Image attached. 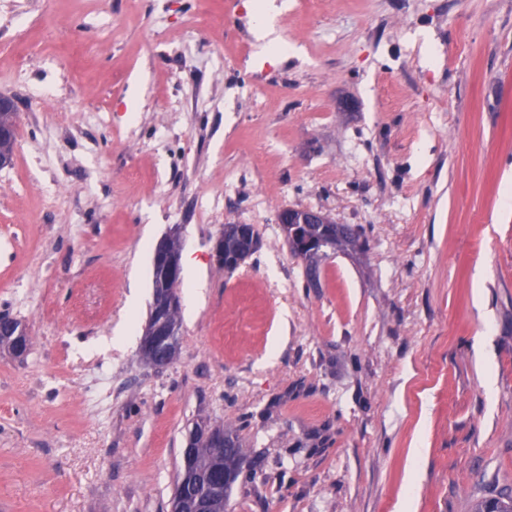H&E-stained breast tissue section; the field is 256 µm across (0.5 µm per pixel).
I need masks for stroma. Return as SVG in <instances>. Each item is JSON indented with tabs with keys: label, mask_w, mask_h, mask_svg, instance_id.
Instances as JSON below:
<instances>
[{
	"label": "stroma",
	"mask_w": 512,
	"mask_h": 512,
	"mask_svg": "<svg viewBox=\"0 0 512 512\" xmlns=\"http://www.w3.org/2000/svg\"><path fill=\"white\" fill-rule=\"evenodd\" d=\"M268 2L263 64L255 0H23L0 37V94L110 118L75 146L21 117L0 167V314L30 336L0 349V512H171L202 419L248 454L229 512L512 494V0ZM286 208L363 248L310 285ZM228 224L260 239L232 272ZM173 229L207 289L158 370ZM273 19L267 13L266 9H260L256 14V29L259 40L263 41V47L260 58L267 61L276 57L283 46L280 36L275 35L273 28ZM232 226H234V224L225 225L224 234H223L224 235V252H223L222 247H220V243H217V246L215 248V256L218 261V260L224 259V256L226 257V255H227L228 258H230L234 261L235 267L237 268L242 262H244L249 256H251L255 252L257 245H258V234H257L255 228L252 225H250L251 226L252 245L250 244L249 249L245 253L239 254L235 247H231V245L229 243V239H227L228 234L226 235V232ZM225 235H226V238H225ZM155 263L161 270V272L167 277L173 276L178 272L180 265V256L179 253L168 251L161 244H158L155 250ZM157 267L154 266L153 272V288H154V296H157L158 288H167V290L171 291L173 294L176 293L178 288V284L180 281V270L176 276L168 279L165 284H162L160 271ZM178 304V300L170 297L162 295L159 297V301L156 304V310L154 311V302L150 309L149 314V320L150 326L148 329V343L151 344L154 347H157L158 349L164 348L163 352H159L155 354L153 362L151 365L158 369H163L169 365L170 356L168 355L167 348L170 344H173L172 338L169 336V325L168 320L170 317L171 312L173 311V308ZM153 315V316H152ZM171 322L174 326V330L176 333V336L178 338L179 330H180V323H179V317H178V309L175 310L171 314Z\"/></svg>",
	"instance_id": "obj_1"
}]
</instances>
